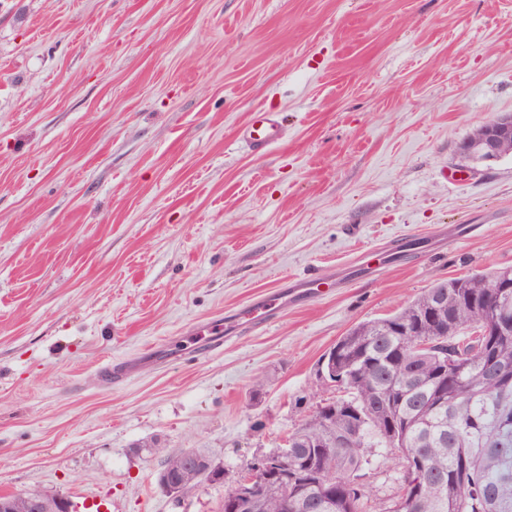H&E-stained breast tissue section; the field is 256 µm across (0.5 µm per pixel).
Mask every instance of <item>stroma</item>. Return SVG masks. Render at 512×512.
<instances>
[{
    "label": "stroma",
    "mask_w": 512,
    "mask_h": 512,
    "mask_svg": "<svg viewBox=\"0 0 512 512\" xmlns=\"http://www.w3.org/2000/svg\"><path fill=\"white\" fill-rule=\"evenodd\" d=\"M260 110L286 124L263 155ZM502 113L512 0H0V495L219 512L222 484L159 488L167 454L279 448L349 328L512 267V154L458 152ZM240 135L254 151H263L284 139V125L277 112H253L242 127ZM279 301H282V299L271 300L261 298L257 301L251 302L243 316V318H245V322L253 326L264 325L279 308L281 304Z\"/></svg>",
    "instance_id": "obj_1"
}]
</instances>
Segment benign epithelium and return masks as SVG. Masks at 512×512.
Returning <instances> with one entry per match:
<instances>
[{
	"label": "benign epithelium",
	"mask_w": 512,
	"mask_h": 512,
	"mask_svg": "<svg viewBox=\"0 0 512 512\" xmlns=\"http://www.w3.org/2000/svg\"><path fill=\"white\" fill-rule=\"evenodd\" d=\"M484 134L477 144H463L465 155H480L486 162L499 159L500 143L502 139L512 134V114L505 113L495 116L492 120L483 123ZM207 457L196 452H187L184 455V478L180 482H171L166 477H159L161 487L173 498L178 499L185 495V489L197 476L200 463ZM288 455L284 452L269 453L259 458L254 468L243 474L235 485L229 500L231 505H247L257 509L262 501V492L266 491L269 483L274 482L283 492V495L295 493L293 481L288 477ZM72 512L68 499L60 496L54 500L42 497H30L24 502L12 499L0 501V512Z\"/></svg>",
	"instance_id": "benign-epithelium-1"
}]
</instances>
